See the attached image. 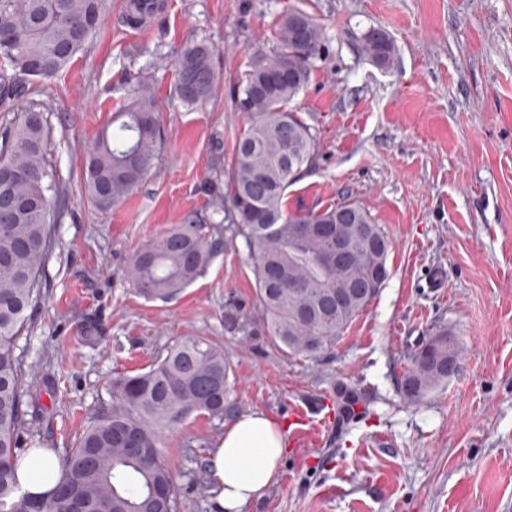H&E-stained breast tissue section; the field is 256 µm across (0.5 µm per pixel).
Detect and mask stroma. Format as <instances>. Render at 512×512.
I'll return each instance as SVG.
<instances>
[{
	"mask_svg": "<svg viewBox=\"0 0 512 512\" xmlns=\"http://www.w3.org/2000/svg\"><path fill=\"white\" fill-rule=\"evenodd\" d=\"M121 2L64 70L31 86L49 108L66 196L42 299L17 347L26 369L55 379L40 398L50 417L42 447H71L110 402L113 377L148 370L179 337L202 336L224 349L229 404L223 417L191 415L165 437L177 512H214L208 459L237 415L263 411L287 427L300 408L335 419L319 443L289 446L277 482L244 512H512V0H164L135 36ZM298 4L327 41L292 104L320 137L288 205L356 200L390 240L378 296L309 357L276 345L246 243L212 223L207 185L217 152H230L248 123L228 83L256 49L271 48L278 17ZM373 26L395 44L389 67L361 53ZM201 38L223 86L187 108L173 98L174 63ZM145 66L165 139L151 175L103 213L84 189L86 150ZM193 214L222 249L176 296L140 295L124 276L133 255ZM441 330L458 368L408 404L411 356Z\"/></svg>",
	"mask_w": 512,
	"mask_h": 512,
	"instance_id": "35a3bbf8",
	"label": "stroma"
}]
</instances>
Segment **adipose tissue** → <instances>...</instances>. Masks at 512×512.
Instances as JSON below:
<instances>
[{
  "mask_svg": "<svg viewBox=\"0 0 512 512\" xmlns=\"http://www.w3.org/2000/svg\"><path fill=\"white\" fill-rule=\"evenodd\" d=\"M286 451L287 437L279 421L262 411L239 415L225 428L209 458L216 512H242L260 498L277 481ZM59 474L54 451L33 449L18 463L19 492L24 496L47 494L56 486Z\"/></svg>",
  "mask_w": 512,
  "mask_h": 512,
  "instance_id": "ef3b65f1",
  "label": "adipose tissue"
}]
</instances>
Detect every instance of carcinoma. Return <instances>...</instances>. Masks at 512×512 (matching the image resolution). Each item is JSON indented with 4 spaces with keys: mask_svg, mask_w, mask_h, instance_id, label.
<instances>
[{
    "mask_svg": "<svg viewBox=\"0 0 512 512\" xmlns=\"http://www.w3.org/2000/svg\"><path fill=\"white\" fill-rule=\"evenodd\" d=\"M107 0H0V110L14 116L0 127V512H176L179 485L161 445L165 432L192 414L224 417L229 366L224 351L200 336L181 339L148 370L112 378V400L88 421L72 447L58 453L57 490L18 494L15 461L35 446L44 423L40 394L49 375L31 378L16 354L41 298L54 248L53 223L64 196L53 174L47 108L28 101L38 62L42 77L63 70L101 26ZM323 27L303 8L281 15L271 49L256 50L230 89L234 111L249 122L237 136L228 166L216 160L215 213L243 236L257 301L277 345L290 355L313 356L333 346L377 296L369 282L387 265L390 241L360 203L286 207L288 187L316 162L318 130L291 108L307 88L325 45ZM363 53L379 65L395 46L381 28L363 35ZM215 50L202 38L175 61L176 98L208 103L220 89ZM130 77L133 93L89 147L83 181L91 202L109 212L125 202L155 168L163 144L160 109L144 73ZM342 220L353 236L346 261L319 268L336 251L319 231ZM205 220L186 223L147 241L126 275L147 298L166 300L197 279L219 246L201 236ZM344 300L336 302V291ZM436 354L440 364L426 360ZM448 333L440 331L414 353L403 388L410 403L448 379L457 362Z\"/></svg>",
    "mask_w": 512,
    "mask_h": 512,
    "instance_id": "obj_1",
    "label": "carcinoma"
}]
</instances>
